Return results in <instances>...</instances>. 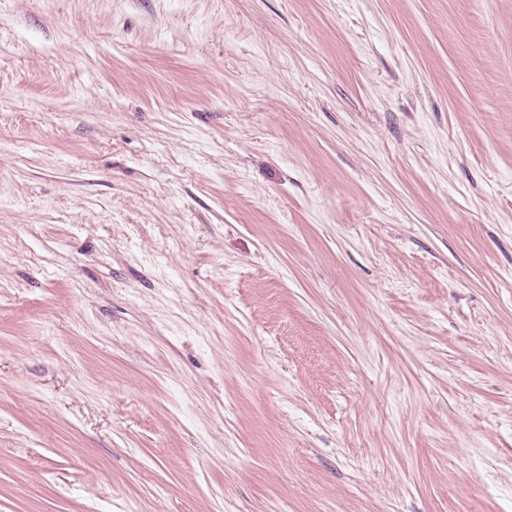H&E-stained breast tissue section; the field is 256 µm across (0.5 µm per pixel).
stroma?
<instances>
[{"label":"stroma","mask_w":512,"mask_h":512,"mask_svg":"<svg viewBox=\"0 0 512 512\" xmlns=\"http://www.w3.org/2000/svg\"><path fill=\"white\" fill-rule=\"evenodd\" d=\"M0 512H512V0H0Z\"/></svg>","instance_id":"35a3bbf8"}]
</instances>
